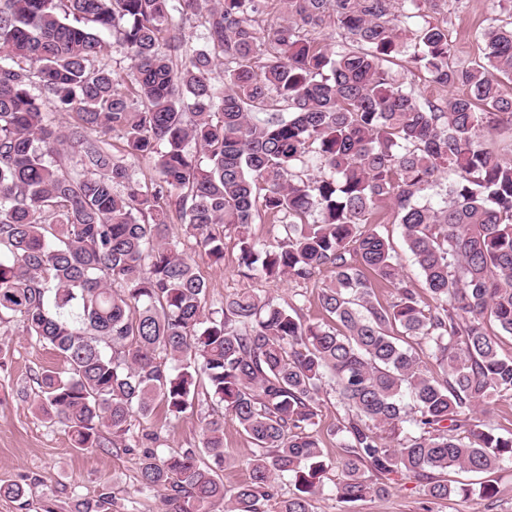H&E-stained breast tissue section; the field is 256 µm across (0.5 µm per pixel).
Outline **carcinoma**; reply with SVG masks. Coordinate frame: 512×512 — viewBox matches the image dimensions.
<instances>
[{"label":"carcinoma","mask_w":512,"mask_h":512,"mask_svg":"<svg viewBox=\"0 0 512 512\" xmlns=\"http://www.w3.org/2000/svg\"><path fill=\"white\" fill-rule=\"evenodd\" d=\"M420 2L0 0V323L63 358L37 409L75 448L154 443L134 439V419L216 405L202 448L139 458L166 512H311L326 431L347 505L389 495L400 474L433 512L472 493L448 471L512 462V436L489 420L512 399L498 343L512 337V160L491 144L512 125V0H497L508 19L482 29L484 62L469 66L453 62L448 27L410 26ZM275 4L262 37L256 15ZM187 16L201 19L194 45L175 22ZM328 28L335 50L318 37ZM112 36L129 75L107 62ZM406 54L458 93L405 85L389 63ZM447 172L442 205L421 203ZM383 206L428 302L371 225ZM264 217L281 231L272 243L249 232ZM229 232L242 278L312 283L324 318H305L303 293L213 304L192 252L224 266ZM226 415L253 445L231 490L216 471L234 465Z\"/></svg>","instance_id":"obj_1"}]
</instances>
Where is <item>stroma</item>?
<instances>
[{"instance_id": "35a3bbf8", "label": "stroma", "mask_w": 512, "mask_h": 512, "mask_svg": "<svg viewBox=\"0 0 512 512\" xmlns=\"http://www.w3.org/2000/svg\"><path fill=\"white\" fill-rule=\"evenodd\" d=\"M421 12L427 20L446 25L456 45V58L468 64L481 62L484 45L475 37L477 28L487 25L497 9L493 0H423ZM223 267L212 266L208 257L196 255L201 274L211 284L210 298L223 302L226 295L247 288L236 272L237 252L224 249ZM0 342L7 354L0 363V485L17 483L26 490L24 501L0 496V512H72L76 503L97 499L104 492L113 498L112 512H163L157 493L140 489L137 459L141 449L108 448L94 451L73 448L64 427L35 410L37 383L47 370L64 366L55 351L35 343L13 322L0 324ZM211 410L200 402L180 420L165 422L163 414L134 422L133 433H159L158 455L166 456L200 446V419ZM251 443L232 419L224 421V450L239 464L222 471L226 487L243 481L247 472L240 462L250 454ZM499 494L494 501L479 494L454 497L438 505L437 512H512V464L487 474ZM350 512H422L421 492L415 482L399 480L383 498H369L351 505Z\"/></svg>"}]
</instances>
